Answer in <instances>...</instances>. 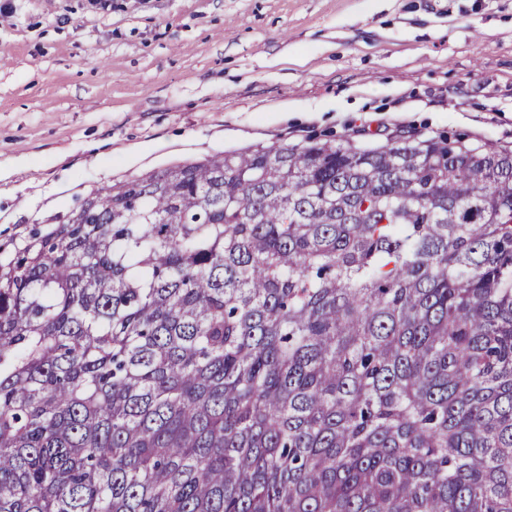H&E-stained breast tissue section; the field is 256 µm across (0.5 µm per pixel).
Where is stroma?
I'll return each instance as SVG.
<instances>
[{"instance_id": "35a3bbf8", "label": "stroma", "mask_w": 512, "mask_h": 512, "mask_svg": "<svg viewBox=\"0 0 512 512\" xmlns=\"http://www.w3.org/2000/svg\"><path fill=\"white\" fill-rule=\"evenodd\" d=\"M0 0V255L97 188L394 129L512 148V0Z\"/></svg>"}]
</instances>
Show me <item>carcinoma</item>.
<instances>
[{"mask_svg": "<svg viewBox=\"0 0 512 512\" xmlns=\"http://www.w3.org/2000/svg\"><path fill=\"white\" fill-rule=\"evenodd\" d=\"M0 512H512V151L95 191L0 261Z\"/></svg>", "mask_w": 512, "mask_h": 512, "instance_id": "carcinoma-1", "label": "carcinoma"}]
</instances>
